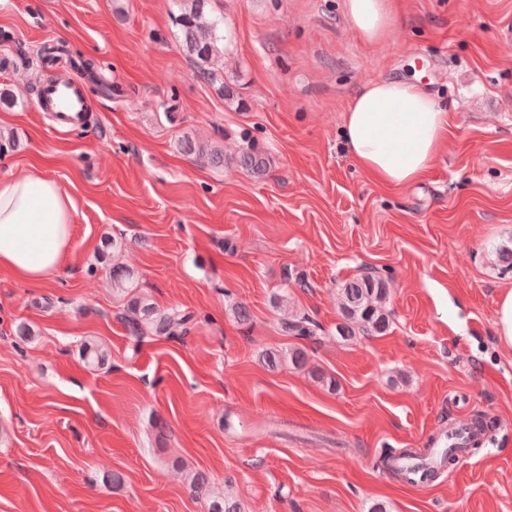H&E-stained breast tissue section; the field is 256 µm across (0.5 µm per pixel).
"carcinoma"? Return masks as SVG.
I'll return each instance as SVG.
<instances>
[{
  "instance_id": "cac0c4a2",
  "label": "carcinoma",
  "mask_w": 512,
  "mask_h": 512,
  "mask_svg": "<svg viewBox=\"0 0 512 512\" xmlns=\"http://www.w3.org/2000/svg\"><path fill=\"white\" fill-rule=\"evenodd\" d=\"M180 14L182 43L194 61L200 77L211 83L224 82L223 72L214 68V63L224 57V20L210 16L207 0H183ZM180 149L196 159L215 168L224 167V152L217 148L185 138L180 141ZM236 164L253 174L265 170V159L259 153L249 150L238 155ZM133 274L121 265L112 267V286L120 290L131 287ZM388 282L372 275L348 280L340 289V305L343 322L336 325V337L350 341L361 333L379 332L388 324L382 312V302L388 294ZM122 320L132 335L149 333L153 336H178L187 331L192 320L189 314L178 311L160 312L144 297H133L127 301ZM278 329L286 335L304 339L313 336L311 323L303 318H282ZM83 357L90 366H101L107 357L106 351L95 343L84 346ZM264 364L271 370L289 365L303 369L308 364V353L295 346L288 350L269 349L262 356Z\"/></svg>"
}]
</instances>
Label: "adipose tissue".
<instances>
[{
	"label": "adipose tissue",
	"mask_w": 512,
	"mask_h": 512,
	"mask_svg": "<svg viewBox=\"0 0 512 512\" xmlns=\"http://www.w3.org/2000/svg\"><path fill=\"white\" fill-rule=\"evenodd\" d=\"M350 28L381 39L391 0H345ZM448 132V114L420 85L372 80L349 103L343 135L359 167L378 184L398 188L431 167ZM76 204L39 168L0 179V269L25 283L54 276L73 235Z\"/></svg>",
	"instance_id": "ef3b65f1"
}]
</instances>
